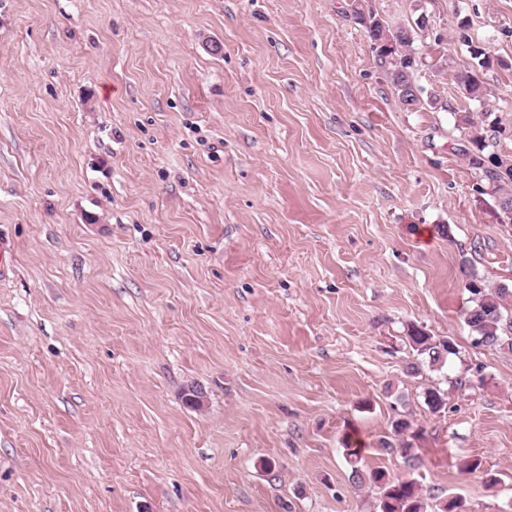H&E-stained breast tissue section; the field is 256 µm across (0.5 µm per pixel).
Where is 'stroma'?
<instances>
[{"instance_id":"1","label":"stroma","mask_w":512,"mask_h":512,"mask_svg":"<svg viewBox=\"0 0 512 512\" xmlns=\"http://www.w3.org/2000/svg\"><path fill=\"white\" fill-rule=\"evenodd\" d=\"M354 2L0 0V512H378L349 444L512 512V352L462 315L512 222L453 118L482 47L512 154V0H369L428 19L411 109ZM432 336L426 330L413 326L407 336V342L419 362H411L407 366L410 373H419L421 366H427L432 371L441 370L449 355H456L454 343L449 339Z\"/></svg>"}]
</instances>
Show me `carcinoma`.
<instances>
[{
  "mask_svg": "<svg viewBox=\"0 0 512 512\" xmlns=\"http://www.w3.org/2000/svg\"><path fill=\"white\" fill-rule=\"evenodd\" d=\"M356 18L373 42L381 64L386 67L393 85L399 92L402 104H415L417 98L408 97L407 90L413 84L412 76L420 63L419 56H409L387 49L382 44L380 23L361 11L356 13ZM457 80L459 84L468 87V100H485V85L473 71L460 72ZM496 125L497 122L491 120L487 122V126L479 127V136L467 138L466 144L459 148V152L470 165L482 173L481 181L489 189L490 196L497 201H512V174L503 175L494 162L496 152L487 151L490 133H501ZM468 283L470 286L466 287V290L470 300L463 315L465 323L474 335L475 344L490 350H512V336L507 334V330L512 328V319L509 318L508 312V307H512V302L509 301L512 290L506 286L491 287L475 274L470 275ZM407 342L417 357V361L407 366L410 373L420 372L423 366L432 371H439L446 364L448 356L457 354L451 340L437 338L418 326L409 330ZM447 401L448 394L440 387H432L425 392L424 402L432 414L441 412ZM379 447L386 452L399 451L406 467L412 471L420 466V459L414 448L404 441L396 449L393 442L382 439L379 441ZM346 451L347 456L353 458L352 480L360 486L366 484L379 489V512H425L426 502L417 479L407 478L394 482L389 480L382 470H363L358 466L361 461V449L349 446Z\"/></svg>",
  "mask_w": 512,
  "mask_h": 512,
  "instance_id": "obj_1",
  "label": "carcinoma"
}]
</instances>
